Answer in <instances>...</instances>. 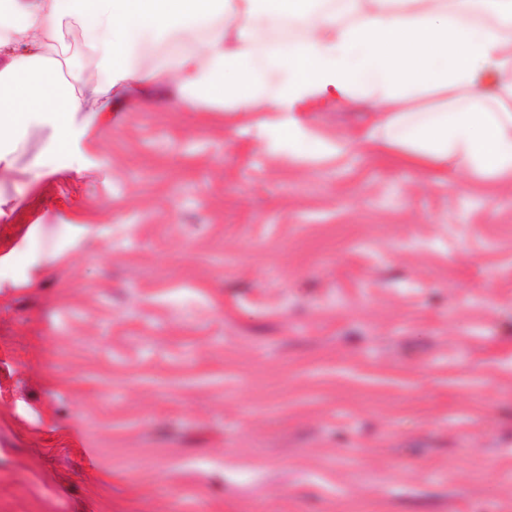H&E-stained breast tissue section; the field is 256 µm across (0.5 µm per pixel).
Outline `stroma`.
<instances>
[{
    "instance_id": "1",
    "label": "stroma",
    "mask_w": 512,
    "mask_h": 512,
    "mask_svg": "<svg viewBox=\"0 0 512 512\" xmlns=\"http://www.w3.org/2000/svg\"><path fill=\"white\" fill-rule=\"evenodd\" d=\"M264 118L135 90L33 184L18 137L0 512H512V181Z\"/></svg>"
}]
</instances>
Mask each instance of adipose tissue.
I'll return each mask as SVG.
<instances>
[{"label": "adipose tissue", "mask_w": 512, "mask_h": 512, "mask_svg": "<svg viewBox=\"0 0 512 512\" xmlns=\"http://www.w3.org/2000/svg\"><path fill=\"white\" fill-rule=\"evenodd\" d=\"M79 25L96 80L55 66ZM172 41L155 57L154 43ZM152 66H143L146 57ZM177 82L187 101L262 122L302 157L331 155L302 113L357 102L389 112L370 141L419 167L454 162L480 182L512 180V0H7L0 7V165L37 124L67 166L112 110L117 84ZM443 106L417 111L425 93Z\"/></svg>", "instance_id": "ef3b65f1"}]
</instances>
